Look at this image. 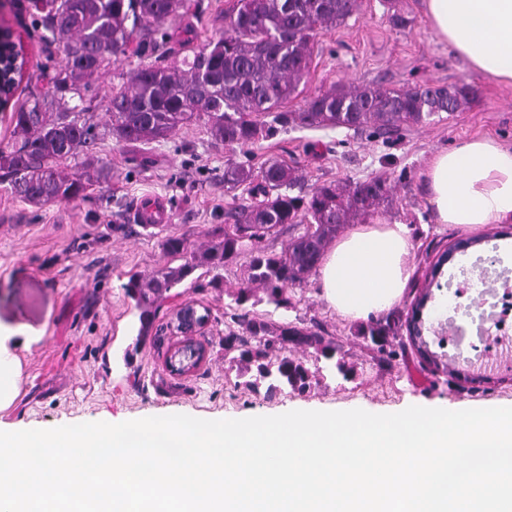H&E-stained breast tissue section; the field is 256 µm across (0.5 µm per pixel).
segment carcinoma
Listing matches in <instances>:
<instances>
[{"label":"carcinoma","instance_id":"obj_1","mask_svg":"<svg viewBox=\"0 0 512 512\" xmlns=\"http://www.w3.org/2000/svg\"><path fill=\"white\" fill-rule=\"evenodd\" d=\"M358 0H237L224 16V36L170 57L167 27L190 8L188 0H27L26 10L40 28L41 40L63 45L66 65L46 74L48 92L32 94L12 113L14 139L0 149V176L22 200L43 206L84 194L109 170L65 173L61 165L79 152L93 153L99 141L149 144L166 139L183 124L207 117L215 139L239 148L270 137L277 127L323 126L379 136L399 133L441 113L452 115L467 99L468 87L415 86L389 90L354 86L309 100L300 112L277 108L295 97L309 74L311 43L317 29L334 27L357 8ZM117 47L139 60L137 69L107 100L111 125L99 128L86 117L89 88L84 79L110 63ZM224 187L243 189L247 197L224 214V227L203 251L187 253L181 237L164 240L165 251L183 263L164 266L151 276L136 274L124 285L139 312L135 346L151 335L156 304L205 267L222 271L245 261V276L228 306L230 325L224 356L237 366L244 385L266 386L271 397L288 386L304 392L314 377L288 356V346L304 345L327 360L336 347L318 323L274 326L252 310L254 289L262 288L275 308L292 305L291 291L317 270L341 228L365 219L389 201L390 186L381 178L340 184L324 182L299 191L296 170L271 160L259 172L243 163L224 168ZM299 229L279 252L263 245L282 226ZM430 299L417 297L404 315L370 322L362 336L374 345L372 359L390 367L397 352L387 349L396 324L414 331L415 312Z\"/></svg>","mask_w":512,"mask_h":512}]
</instances>
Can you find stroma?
I'll return each mask as SVG.
<instances>
[{
    "label": "stroma",
    "instance_id": "35a3bbf8",
    "mask_svg": "<svg viewBox=\"0 0 512 512\" xmlns=\"http://www.w3.org/2000/svg\"><path fill=\"white\" fill-rule=\"evenodd\" d=\"M358 2L343 23L317 35L310 74L285 111H300L307 100L341 87L398 90L430 84L468 86V100L459 112L411 126L389 140L344 128L291 125L245 149H231L213 139L202 119L149 145L107 139L99 142L94 158L110 167V181L92 184L86 197L40 208L14 197L0 181V325L35 339L30 350L19 353L20 392L10 408L0 411L1 428L15 432L173 414L222 420L245 413L273 416L290 406L317 411L365 406L387 412L446 400L465 408L512 406V372L490 383L435 376L410 348L393 368L378 367L366 340L356 334L358 322L328 306L314 274L295 288L292 307L278 309L264 301L254 307L274 323L317 321L335 342L336 359L345 364L341 371L317 359L312 348H294V356L316 371L305 392L286 388L269 398L246 388L229 370L224 312L244 276L241 265L216 278L197 269L195 287L158 303L159 339L135 343L138 312L124 289L129 276H147L172 264L162 246L166 237L184 238L189 251L204 250L212 229L223 225L225 210L235 202L224 190V169L234 162L257 170L268 160H282L298 168L308 189L329 181L386 180L391 201L376 215L408 224L415 238L403 307L428 288L430 269L442 252H454L444 273L466 261V253L454 251L453 245L469 233L434 222L421 171L430 154L474 136L512 144V88L469 72L430 29L423 0ZM196 3L195 10L176 21L172 34L177 39L191 34L199 47L223 35L224 14L236 0ZM23 4L0 0V25L26 37L28 69L13 92V108L43 87V72L66 63L62 45L39 41ZM395 14L405 18V25L392 23ZM136 66V59L121 57L91 77L88 114L94 123H109L104 104ZM153 197L166 201L167 223L139 235L118 232V225L133 223L139 205ZM185 302L207 309L209 323L201 338L206 359L181 376L166 367L178 342L166 326L172 311ZM130 348L135 354L129 359L125 352Z\"/></svg>",
    "mask_w": 512,
    "mask_h": 512
}]
</instances>
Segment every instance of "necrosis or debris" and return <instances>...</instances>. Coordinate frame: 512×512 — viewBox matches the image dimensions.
Returning a JSON list of instances; mask_svg holds the SVG:
<instances>
[{"instance_id":"1","label":"necrosis or debris","mask_w":512,"mask_h":512,"mask_svg":"<svg viewBox=\"0 0 512 512\" xmlns=\"http://www.w3.org/2000/svg\"><path fill=\"white\" fill-rule=\"evenodd\" d=\"M445 286L449 318L456 324L444 343L449 358L512 366V260L473 254Z\"/></svg>"}]
</instances>
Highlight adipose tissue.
<instances>
[{"label":"adipose tissue","instance_id":"ef3b65f1","mask_svg":"<svg viewBox=\"0 0 512 512\" xmlns=\"http://www.w3.org/2000/svg\"><path fill=\"white\" fill-rule=\"evenodd\" d=\"M438 38L469 70L512 87V0H425ZM423 187L437 223L476 231L512 222V146L476 136L432 154L422 170ZM414 242L407 225L377 219L339 239L319 268L321 296L337 314L368 321L406 295ZM32 337L0 327V411L18 395V350Z\"/></svg>","mask_w":512,"mask_h":512}]
</instances>
